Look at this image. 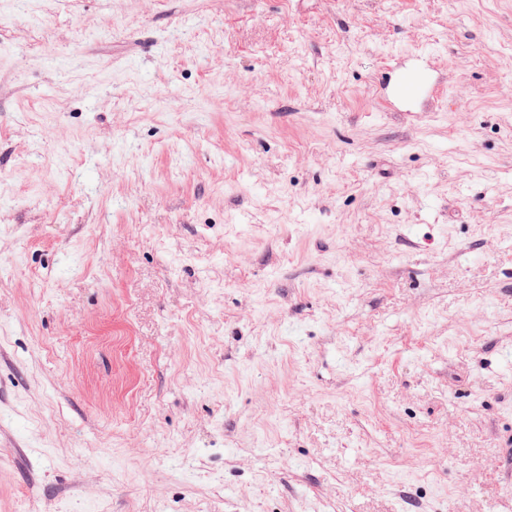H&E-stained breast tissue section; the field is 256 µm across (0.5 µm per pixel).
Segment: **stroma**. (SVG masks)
Segmentation results:
<instances>
[{"label": "stroma", "instance_id": "1", "mask_svg": "<svg viewBox=\"0 0 512 512\" xmlns=\"http://www.w3.org/2000/svg\"><path fill=\"white\" fill-rule=\"evenodd\" d=\"M0 512H512V0H0Z\"/></svg>", "mask_w": 512, "mask_h": 512}]
</instances>
